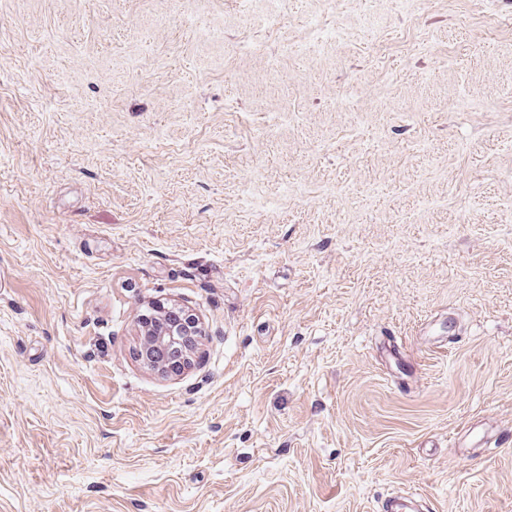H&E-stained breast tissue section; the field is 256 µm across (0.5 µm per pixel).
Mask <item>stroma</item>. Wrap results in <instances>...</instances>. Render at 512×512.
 Returning <instances> with one entry per match:
<instances>
[{
	"label": "stroma",
	"instance_id": "stroma-1",
	"mask_svg": "<svg viewBox=\"0 0 512 512\" xmlns=\"http://www.w3.org/2000/svg\"><path fill=\"white\" fill-rule=\"evenodd\" d=\"M508 430L512 0H0V512H512ZM144 334L138 346L137 354L143 364L159 367L157 360L175 362L186 366L190 360L185 347L188 336H196L198 319L186 313L182 322H169L162 318L146 319Z\"/></svg>",
	"mask_w": 512,
	"mask_h": 512
}]
</instances>
